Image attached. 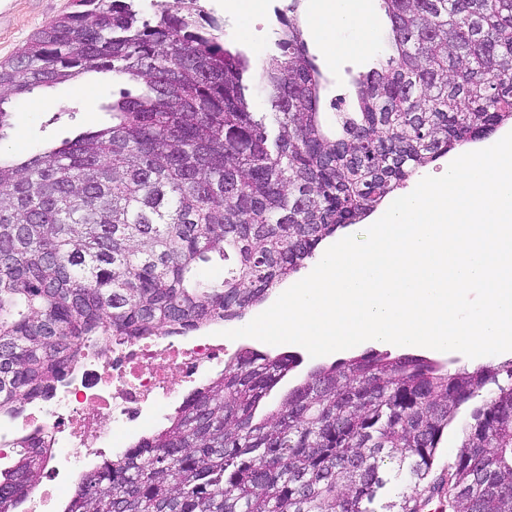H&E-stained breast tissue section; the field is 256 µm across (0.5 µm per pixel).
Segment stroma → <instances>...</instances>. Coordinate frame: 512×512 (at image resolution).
<instances>
[{"label":"stroma","mask_w":512,"mask_h":512,"mask_svg":"<svg viewBox=\"0 0 512 512\" xmlns=\"http://www.w3.org/2000/svg\"><path fill=\"white\" fill-rule=\"evenodd\" d=\"M297 2V16L304 31L310 56L326 78L321 92L325 112L356 109L353 82L380 68L388 50L391 22L382 0H375L377 47L354 51L329 59L308 20L310 0H272L280 8ZM73 0H0V64L15 61L34 35L71 11ZM205 12L223 20L226 45L245 52L251 62L271 59L274 28L263 13L239 20L225 6V0H199ZM140 87L119 79L65 83L11 99L12 129L0 141V154L24 159L38 150L83 131L96 130L110 122L103 106L121 92L138 93Z\"/></svg>","instance_id":"stroma-1"}]
</instances>
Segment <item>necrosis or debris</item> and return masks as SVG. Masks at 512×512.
I'll use <instances>...</instances> for the list:
<instances>
[{
  "label": "necrosis or debris",
  "instance_id": "4bbe7bcc",
  "mask_svg": "<svg viewBox=\"0 0 512 512\" xmlns=\"http://www.w3.org/2000/svg\"><path fill=\"white\" fill-rule=\"evenodd\" d=\"M230 357L220 336L160 332L90 345L67 379L0 427V461L27 443L44 450L50 471V484L23 496L14 512H56L80 476L124 455L160 405L178 403L180 387L209 382Z\"/></svg>",
  "mask_w": 512,
  "mask_h": 512
}]
</instances>
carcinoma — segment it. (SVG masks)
Masks as SVG:
<instances>
[{"instance_id": "obj_1", "label": "carcinoma", "mask_w": 512, "mask_h": 512, "mask_svg": "<svg viewBox=\"0 0 512 512\" xmlns=\"http://www.w3.org/2000/svg\"><path fill=\"white\" fill-rule=\"evenodd\" d=\"M74 2L0 66V132L9 98L38 88L102 74L144 90L105 106L109 126L0 158V415L52 390L90 341L242 317L419 169L512 124V0H383L386 64L329 120L294 17L259 65L182 0L150 17L138 0ZM250 71L272 111L252 110ZM215 258L224 278H200ZM299 362L241 348L65 512H420L418 491L445 482L450 512H512V360L450 372L369 349L270 401ZM43 470L33 450L0 469V512Z\"/></svg>"}]
</instances>
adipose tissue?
<instances>
[{"label": "adipose tissue", "mask_w": 512, "mask_h": 512, "mask_svg": "<svg viewBox=\"0 0 512 512\" xmlns=\"http://www.w3.org/2000/svg\"><path fill=\"white\" fill-rule=\"evenodd\" d=\"M312 24L331 55H338L344 49L337 38L338 31L343 29L356 33V48L366 51L374 47V18L369 0H315Z\"/></svg>", "instance_id": "1"}]
</instances>
